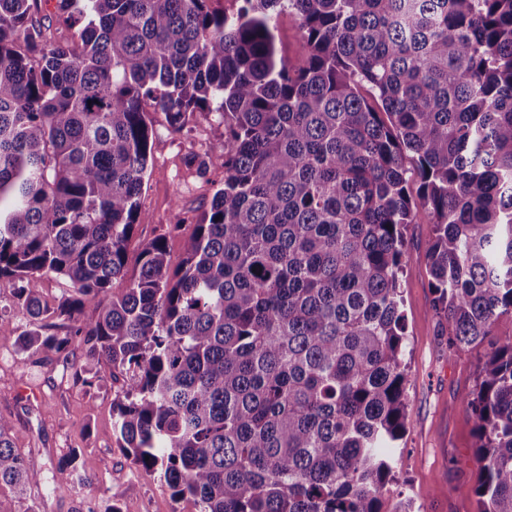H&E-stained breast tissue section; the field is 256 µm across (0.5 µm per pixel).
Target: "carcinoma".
<instances>
[{"mask_svg":"<svg viewBox=\"0 0 512 512\" xmlns=\"http://www.w3.org/2000/svg\"><path fill=\"white\" fill-rule=\"evenodd\" d=\"M40 2L0 0V277L31 323L20 351L83 348L88 391L111 366L118 447L199 512H382L420 212L448 354L512 322V0H57L67 44ZM285 11L297 70L276 42ZM152 110L177 130L197 111L224 120V150L193 158L224 184L173 271L177 224L135 265L127 252ZM49 273L70 284L54 309ZM469 406L479 512H512V336ZM79 459L58 465L87 512H122ZM40 482L0 417V487ZM48 3L42 1L41 3V16L47 15L49 18V22L47 24L50 26V31H48V38L56 43H64L70 41L73 36V30L69 29L65 25L58 24L55 21V11H56V0H48ZM276 26L275 34L282 54L294 69L303 67L306 56L299 49L300 30L296 19L288 12H283L278 16Z\"/></svg>","mask_w":512,"mask_h":512,"instance_id":"carcinoma-1","label":"carcinoma"}]
</instances>
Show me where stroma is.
<instances>
[{
    "label": "stroma",
    "instance_id": "35a3bbf8",
    "mask_svg": "<svg viewBox=\"0 0 512 512\" xmlns=\"http://www.w3.org/2000/svg\"><path fill=\"white\" fill-rule=\"evenodd\" d=\"M149 117L156 135L141 196L142 221L129 253L137 255L142 242L170 224L168 259L176 267L197 218L224 181L223 168L210 167L202 176L191 159L223 148L224 124L218 113L197 112L187 129L177 132L161 112ZM432 234L431 219L424 213L406 231L407 424L383 512H396L404 500L412 501L414 512H478L474 489L479 470L468 400L490 342L512 336V322L504 320L493 327L489 343L449 354L425 258ZM17 286L12 278H0V416L12 421L17 448L46 483L24 498L0 489V512H81L74 475L57 465L74 448L81 452L98 497L116 502L123 512H198L192 500L173 498L161 469L137 467L118 448L112 400L119 385L109 366H99L101 385L88 391L74 380L85 361L81 350L33 356L20 352L18 337L29 321L14 304Z\"/></svg>",
    "mask_w": 512,
    "mask_h": 512
}]
</instances>
